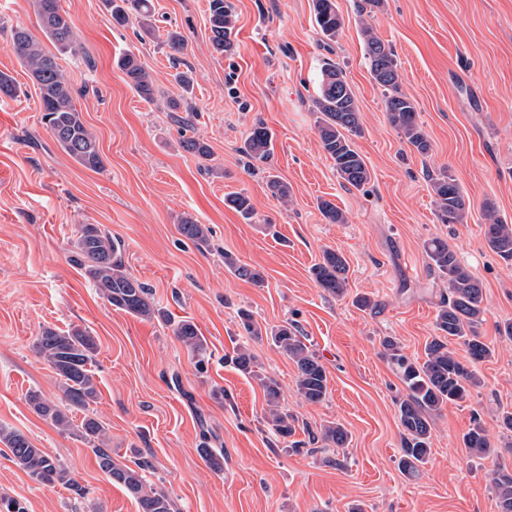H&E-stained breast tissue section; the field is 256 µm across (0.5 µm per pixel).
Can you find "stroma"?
Here are the masks:
<instances>
[{"mask_svg": "<svg viewBox=\"0 0 512 512\" xmlns=\"http://www.w3.org/2000/svg\"><path fill=\"white\" fill-rule=\"evenodd\" d=\"M234 50L213 52L209 0H153L152 33L112 24L104 0H60L94 67L62 55L58 63L94 132L103 161L74 163L43 124L38 91L12 48L11 31L41 36L30 0H0V71L15 98L0 102V424L22 431L64 464L86 496L44 486L0 447V500L24 512H137L135 500L100 470L91 444L33 412L27 394L60 400L58 377L34 349L41 330L78 326L94 336L99 397L91 413L108 430L112 456L147 461L148 479L176 512H499L491 471L512 468V433L499 426L512 410V265L487 247L483 213L494 205L512 223V0H336L343 27L334 41L317 30L312 0H230ZM370 24L390 45L401 89L418 110L432 152L410 150L389 124L385 95L373 80L361 36ZM184 35L175 61L168 31ZM132 52L150 72L156 97L141 100L116 59ZM352 87L362 131L355 144L371 180L344 185L320 147L312 101L325 64ZM190 66L192 126L209 144L203 160L179 145L180 127L166 101L174 75ZM263 123L273 136L268 163L249 166L247 131ZM448 168L469 206L461 224L435 216L428 173ZM290 185L283 204L267 174ZM230 192L250 196L256 214L227 208ZM326 199L347 221L328 223ZM191 214L212 230L199 251L178 231ZM97 224L123 244L126 271L144 283L174 319L195 323L210 360L198 368L171 326L113 309L71 258L78 225ZM279 235H268L266 225ZM447 240L483 288L480 334L492 358L478 367L479 387L436 416L430 455L418 477L398 468L397 402L406 390L383 354L392 337L423 356L446 285L428 268L425 241ZM350 265L345 296L324 293L310 269L324 249ZM263 271L256 286L236 278L225 254ZM367 296L360 308L355 297ZM270 326L293 323L328 372L329 393L311 404L296 392L297 370L268 342L249 344L262 374L279 381L281 408L299 424L294 440L268 423L258 381L226 365L244 338L238 309ZM481 422L498 453L472 456L463 436ZM344 425L347 448L314 450L309 430ZM223 451L216 472L201 445Z\"/></svg>", "mask_w": 512, "mask_h": 512, "instance_id": "35a3bbf8", "label": "stroma"}]
</instances>
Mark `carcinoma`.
<instances>
[{"mask_svg":"<svg viewBox=\"0 0 512 512\" xmlns=\"http://www.w3.org/2000/svg\"><path fill=\"white\" fill-rule=\"evenodd\" d=\"M31 2L45 37L55 49L61 54L68 53L77 58L82 56L72 21L60 10L59 0ZM106 3L112 23L124 26L133 16L143 30L149 32L153 29L151 0H106ZM313 11L321 35L328 40L335 39L343 26L336 0H313ZM209 24L213 49L220 54L232 52L233 14L229 0H209ZM361 32L370 74L386 95L385 110L389 124L413 151L421 156L428 155L432 150L431 142L418 123L414 101L400 90L401 76L392 48L371 27L366 25ZM165 43L174 59L186 49L185 39L177 31L167 32ZM12 47L39 92L43 120L60 148L79 165L91 170L100 168L102 158L99 144L74 102L71 85L57 62V56L47 51L23 27L13 29ZM117 66L125 75L127 84L141 99L146 102L154 100L153 80L133 53L120 56ZM174 80L185 96L169 99L170 111L176 112L182 108L188 112L195 111L186 98L193 88L189 72H177ZM313 107L318 113L320 146L333 161L336 174L348 186L355 189L364 187L371 179V172L353 140L362 130L360 110L338 66L328 63L323 67L320 89L313 100ZM188 128V124L182 127V149L201 159L210 157V147L206 141L186 135ZM243 153L252 163L264 164L268 161L273 153V139L264 124L257 123L247 132ZM427 179L434 196L438 221L442 224L463 223L468 205L455 178L448 171L441 170L427 174ZM267 189L276 200L286 201L291 197L288 183L276 175L268 176ZM224 205L245 220L255 215L251 198L241 192L226 195ZM318 209L331 224L346 222L343 212L329 200H319ZM178 231L198 250L204 251L209 247L210 229L191 215L180 217ZM484 237L489 250L504 262L512 264V224L504 222L492 206L485 210ZM72 247L75 262L85 278L112 307L143 320H168L165 311L150 298L149 288L124 270L121 243L110 233L96 224H80ZM424 250L430 268L448 284V293L442 297L436 314L434 336L425 346V357L411 360L396 341H383L388 361L407 388L406 396L397 403L402 429L398 466L404 475L412 478L419 474L420 467L429 456L433 415L444 405L463 400L470 389L480 386L475 365L492 356V349L479 334L486 313L482 286L461 263L448 242L439 238L430 239L424 243ZM224 264L241 280L255 285L264 282V275L259 269L238 262L228 253L224 254ZM348 273L346 258L341 251L333 249L325 250L322 259L311 268L317 286L333 297L346 293ZM239 317L243 335L256 341L270 340L295 364L297 393L305 402L316 404L326 398V369L305 343V337L301 336L295 324L264 328L246 310L240 311ZM172 331L189 351L198 356L199 368H204L208 363L206 342L199 336L196 325L190 320H180L172 324ZM35 348L59 376L65 403L58 405L37 391H30L27 401L33 411L60 430L77 434L92 444L99 468L112 483L122 487L135 499L138 512H175L174 502L168 493L148 480L147 463L136 462L131 467L114 460L111 449L102 447L107 439L103 424L87 414L76 425L68 414L71 409L86 412L98 399L99 390L92 370L98 355L94 336L79 327L67 332L45 328L36 337ZM458 348L464 351L465 357L457 354ZM230 361L242 374L259 380L275 433L284 439L295 435L296 419L279 409V382L257 371L256 358L248 345L236 346ZM309 441L321 442L327 447L346 448L349 434L342 424L330 422L319 431L310 432ZM0 444L9 449L14 464L39 483L47 487L61 484L80 495L84 493L67 468L34 447L21 431L0 426ZM463 445L474 455L493 453L487 431L478 422L463 436ZM491 483L501 512H512V471L495 469L491 474Z\"/></svg>","mask_w":512,"mask_h":512,"instance_id":"1","label":"carcinoma"}]
</instances>
